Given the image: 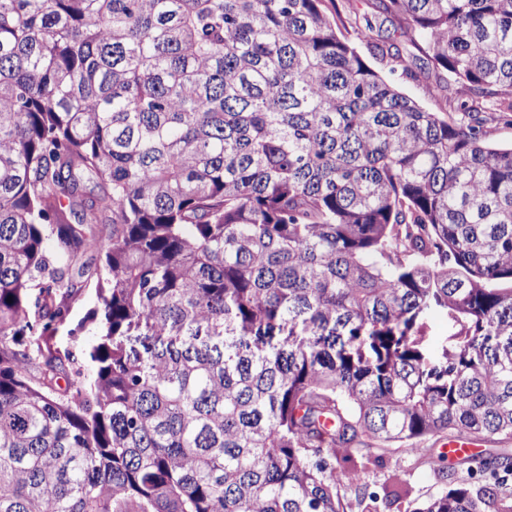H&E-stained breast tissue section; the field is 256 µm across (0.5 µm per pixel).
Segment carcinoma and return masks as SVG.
Segmentation results:
<instances>
[{
	"label": "carcinoma",
	"mask_w": 512,
	"mask_h": 512,
	"mask_svg": "<svg viewBox=\"0 0 512 512\" xmlns=\"http://www.w3.org/2000/svg\"><path fill=\"white\" fill-rule=\"evenodd\" d=\"M374 8L457 117L325 0H0V512H347L354 450L512 438V0ZM491 460L411 512H512ZM334 3L337 4L341 16L345 21H347V18L353 20V25L346 22L345 27H343L341 24H339L343 36L347 38L356 47L359 54L377 72L383 75L386 79L396 83L405 94L416 99L426 109L434 112H443L444 110H446L444 103H441L440 101L435 99H431L425 93L426 84L432 82L435 79L434 71L425 70L424 72H421L420 74H418L419 77L417 81L405 79L401 76L400 68H397L395 72H391V66L387 65L386 63H381L379 60L375 59L370 53V50L366 43L358 38L356 32L358 28H364L365 17L370 19L376 28L381 26V29L383 31H385L386 29L388 30L386 34L390 33L393 36L394 27L391 25L389 21H385L384 16L379 15L375 11V9L371 5V0H335ZM355 19L357 25L354 24ZM421 346L427 356L439 357L444 350L459 342L462 324L454 319L448 311L433 309L423 317ZM57 345L62 349H68L76 354H81L89 350L98 341V337L92 333H83L79 336H70L67 329L59 331L57 338Z\"/></svg>",
	"instance_id": "cac0c4a2"
}]
</instances>
